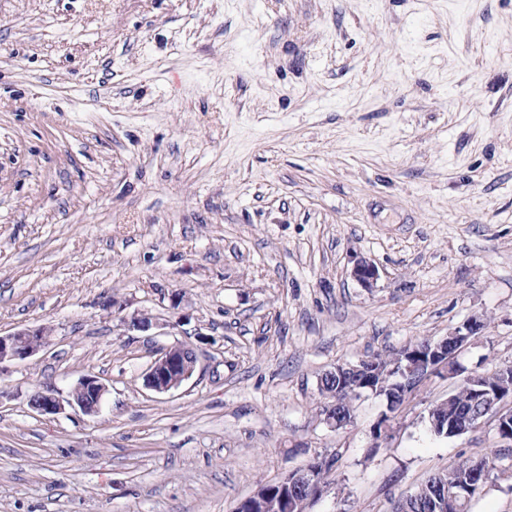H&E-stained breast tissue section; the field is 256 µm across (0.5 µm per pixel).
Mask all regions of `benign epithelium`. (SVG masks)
<instances>
[{
	"mask_svg": "<svg viewBox=\"0 0 512 512\" xmlns=\"http://www.w3.org/2000/svg\"><path fill=\"white\" fill-rule=\"evenodd\" d=\"M352 275L363 287L371 288L378 279V270L373 263L359 258L353 265ZM482 328V321L475 317L442 340H430L421 349L402 352L390 365H382L371 357L356 364H339L333 374L347 378L350 389L358 397L365 393L379 394L383 382L390 379L400 383L399 393L406 399L411 395L409 384L414 381L443 371L448 372L450 377L454 376L455 372L448 368V346H453L457 352L462 350L481 333ZM49 336L51 329L46 326L24 328L0 336V364L5 361L24 360L36 354L48 345ZM196 362L197 358L187 356V349L181 344L165 347L144 373V386L156 393L174 391L192 377ZM498 370L503 378L500 387L494 391L478 389L476 394L495 406L494 412L487 419L494 420L495 431L500 439L512 443V406H504L506 400H512V364L500 366ZM106 392L107 386L98 378L86 376L73 389L68 404L78 407L86 415H94L99 412ZM30 404L43 415H54L64 408L62 400L48 389L34 394ZM351 414V407L340 411L338 405L327 404L323 408L326 424L334 429L350 422ZM310 474L311 470L304 468L288 475L291 497L286 512H305L309 500L304 498L303 489L310 481ZM472 488L473 484L469 481L440 488L437 512H447L448 507L455 506L456 501L461 498L466 501L471 499Z\"/></svg>",
	"mask_w": 512,
	"mask_h": 512,
	"instance_id": "obj_1",
	"label": "benign epithelium"
}]
</instances>
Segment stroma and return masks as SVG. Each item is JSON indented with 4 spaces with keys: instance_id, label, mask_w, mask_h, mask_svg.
I'll return each mask as SVG.
<instances>
[{
    "instance_id": "stroma-1",
    "label": "stroma",
    "mask_w": 512,
    "mask_h": 512,
    "mask_svg": "<svg viewBox=\"0 0 512 512\" xmlns=\"http://www.w3.org/2000/svg\"><path fill=\"white\" fill-rule=\"evenodd\" d=\"M474 316L382 438L378 396L322 421L336 365ZM41 325L0 364V512H234L319 456L306 512H393L512 457L493 422H425L512 363V0H0V334ZM174 343L196 370L154 393ZM86 376L95 415L67 403ZM469 510L512 512V471ZM51 329L46 326L24 328L0 336V364L4 361L24 360L48 345ZM192 350L194 357L187 356ZM196 354L190 346L175 344L163 348L151 362L143 375L144 386L156 393H168L177 390L192 377L196 369ZM33 409L43 415H54L63 410L64 405L52 390H45L34 394L30 400ZM500 459L501 458L496 459L489 457L473 458L463 461L465 468H452L453 465L449 466L447 471L438 472L432 475L416 490L403 495V504L398 500L395 512H402L401 510L404 507L409 510L408 512L434 511V509L430 507L434 494L438 489V486L444 481H448L451 477L455 479L461 478L465 481L468 477L471 478L470 474L472 471H483L487 476L485 482L486 486L489 480L495 476L497 470L501 468L497 464ZM463 481L440 488L439 503L436 507V511L446 512L448 510L447 512H468L469 502L461 501L458 503L457 507H455L457 500L463 498L465 501H468L473 495V484L469 480H466V483ZM448 505L455 508L448 509Z\"/></svg>"
}]
</instances>
